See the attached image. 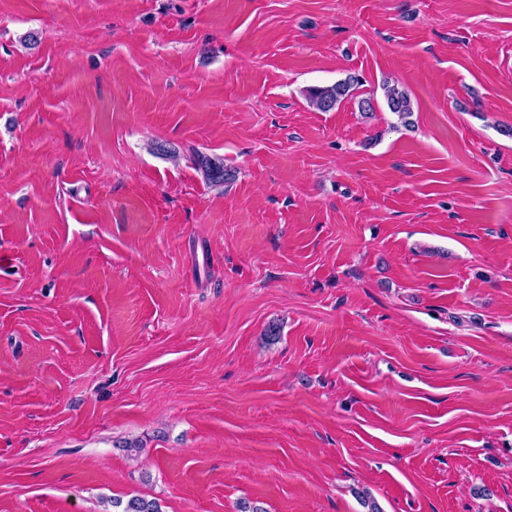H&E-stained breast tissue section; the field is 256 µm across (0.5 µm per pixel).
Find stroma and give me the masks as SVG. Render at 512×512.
<instances>
[{"label": "stroma", "mask_w": 512, "mask_h": 512, "mask_svg": "<svg viewBox=\"0 0 512 512\" xmlns=\"http://www.w3.org/2000/svg\"><path fill=\"white\" fill-rule=\"evenodd\" d=\"M363 493L512 512V0H0V512ZM358 76H349L344 80L326 86H313L306 90L309 105L319 112H330L349 96L354 86L361 83ZM381 89L383 90V98L389 112L396 115L404 126H408L411 123L409 118L413 114V106L409 94L390 81H384Z\"/></svg>", "instance_id": "1"}]
</instances>
